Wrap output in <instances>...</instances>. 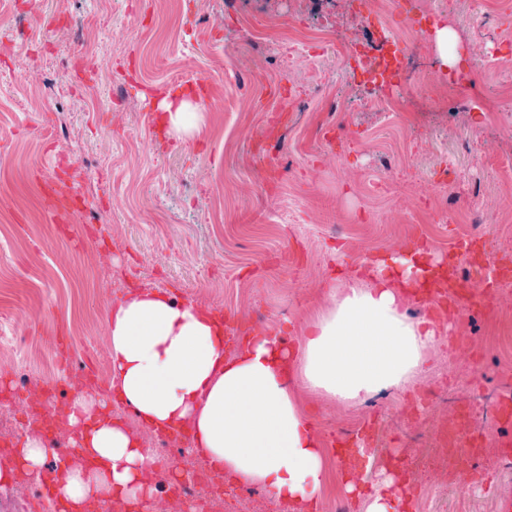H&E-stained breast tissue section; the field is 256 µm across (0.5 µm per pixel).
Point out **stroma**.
I'll return each instance as SVG.
<instances>
[{
	"mask_svg": "<svg viewBox=\"0 0 512 512\" xmlns=\"http://www.w3.org/2000/svg\"><path fill=\"white\" fill-rule=\"evenodd\" d=\"M400 14L348 0H0V438L29 433L28 379L58 377L53 341L109 371L106 322L129 290L168 292L222 312L227 327L299 323L334 267L421 241L440 256L473 228L479 259L512 254V76L491 55H512V10L462 0L457 68H443L436 30L443 0ZM416 27L426 36L398 55L395 83L426 74L420 112L369 109L366 88L341 63L367 32ZM134 74L163 94L174 76L206 78L204 130L153 140ZM485 85L462 111L435 105L456 74ZM53 125L46 143L40 128ZM82 173L86 207L104 233L78 252L56 234L33 180L47 156ZM25 383H17L18 375ZM512 396V355L494 365L440 347L409 393L347 408L320 401L318 429L351 434L381 412L375 441L401 457L419 507L449 488L442 512H512V471L498 449L449 455L445 426L472 399L489 409L473 430L493 432ZM487 477L457 494L465 468Z\"/></svg>",
	"mask_w": 512,
	"mask_h": 512,
	"instance_id": "obj_1",
	"label": "stroma"
}]
</instances>
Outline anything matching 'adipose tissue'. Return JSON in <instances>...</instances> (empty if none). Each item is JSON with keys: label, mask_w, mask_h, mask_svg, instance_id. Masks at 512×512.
<instances>
[{"label": "adipose tissue", "mask_w": 512, "mask_h": 512, "mask_svg": "<svg viewBox=\"0 0 512 512\" xmlns=\"http://www.w3.org/2000/svg\"><path fill=\"white\" fill-rule=\"evenodd\" d=\"M158 108L162 127L201 135L200 105L183 90L168 92ZM450 272L446 259L420 245L379 253L326 281L302 343L283 326L255 332L234 351L225 344L222 314L162 291H132L113 303L107 320L110 387L144 425L191 433V452L215 477L228 472L238 484L262 488L286 512H319L327 450L303 413L305 402L319 397L350 407L376 393L406 391L457 320L444 297ZM419 286L440 298L436 313L414 319L407 310ZM72 392L62 512L136 506L152 492L159 464L136 432L109 418L96 392ZM48 459L43 441L26 436L0 460V486L23 473L40 477ZM375 459L362 445L343 450L345 493L364 512H411L407 476L391 463L374 469ZM370 469L374 482L357 481Z\"/></svg>", "instance_id": "obj_1"}]
</instances>
